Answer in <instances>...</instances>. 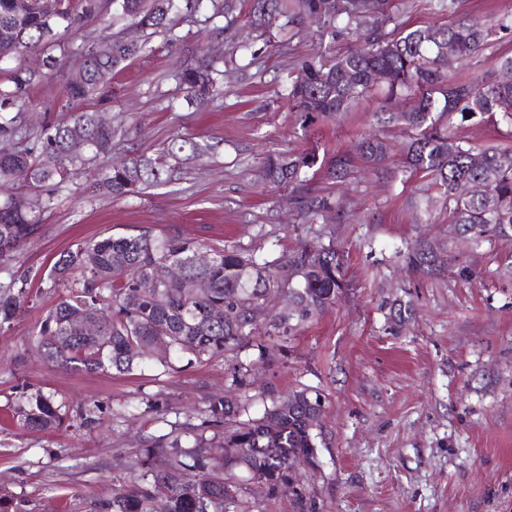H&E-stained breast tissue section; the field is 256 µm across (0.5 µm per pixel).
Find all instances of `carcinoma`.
<instances>
[{"label": "carcinoma", "instance_id": "cac0c4a2", "mask_svg": "<svg viewBox=\"0 0 512 512\" xmlns=\"http://www.w3.org/2000/svg\"><path fill=\"white\" fill-rule=\"evenodd\" d=\"M249 23L267 30L279 18L294 29L310 19L331 37L355 35L363 44L327 56L321 52L299 59L285 99L303 129L352 111L376 87L386 100L402 107L376 113L379 125H393L406 134L403 161L391 166L392 146L384 131L364 134L353 153H319V146L295 155H271L260 170L263 181L293 194L303 221L336 211V223L345 214L336 200L308 186L307 172L320 166L328 180H341L357 169L380 178L399 174L427 179L428 196L413 203L416 221L428 222L430 208L439 201L448 210V223L475 247L512 232V162L508 151L489 146L478 149L458 137V125L477 116H495L512 124V56L501 57L496 70L477 81L462 67L486 49L492 30L512 29V14L495 24L479 19L451 21L441 26L410 29L398 0H250ZM38 0H0V46L12 44L14 54L60 45L62 31L103 14L104 0H57V9L43 11ZM121 16L130 20L124 36L94 47L83 56L80 83L64 79L69 104L92 99L104 78L138 57L155 34L169 35L177 20L192 23L203 11L208 19L236 23L235 0H112ZM67 53L43 55L40 71L16 66L0 79V179L22 178L32 188L66 180L77 167L112 157L125 141L121 125L103 123L98 113L79 111L68 122L44 127L39 146L19 147L23 135L22 108L32 88L66 66ZM210 60L180 72L186 101L201 106L224 94V71ZM382 76L378 84L374 74ZM88 143L91 155L73 153L71 142ZM209 147L177 136L152 154L129 149L101 172L91 176L85 190L91 196L138 194L142 190L181 179L187 165L208 154ZM485 187L482 193L465 191L468 183ZM26 197L0 202V265L9 264L18 249L37 237L41 214L51 199ZM328 242L303 245L273 261H262L238 249L208 244L182 233L138 234L93 238L61 252L51 273L63 295L38 326L32 349L52 363L70 365L88 373L115 371L129 374L146 361L169 365L177 355L198 362L234 353L255 335L252 309L267 296L281 299L282 307L267 323L271 341L296 332L306 321L336 302L346 287L344 255L336 248V229L323 232ZM199 252L209 254L198 264ZM409 270L428 277L443 274L444 263L425 241H416L403 254ZM181 276H168L172 266ZM29 271H12L0 288V330L11 325L31 300ZM320 395L299 390L272 401L263 415L239 421L245 406L222 395L210 398L201 410L200 427H224L219 460L196 449L156 451L161 463L151 470V481L98 504L97 512H155L162 498L164 512H226L237 503V486L229 470L247 469L269 494H297L294 468L301 461L318 467L316 430ZM17 421L36 430L57 427L61 419L53 401L40 392L27 397L16 411Z\"/></svg>", "mask_w": 512, "mask_h": 512}]
</instances>
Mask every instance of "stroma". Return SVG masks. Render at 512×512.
Wrapping results in <instances>:
<instances>
[{
	"instance_id": "1",
	"label": "stroma",
	"mask_w": 512,
	"mask_h": 512,
	"mask_svg": "<svg viewBox=\"0 0 512 512\" xmlns=\"http://www.w3.org/2000/svg\"><path fill=\"white\" fill-rule=\"evenodd\" d=\"M508 13L512 0H455L449 13L405 0L414 27L469 17L492 22ZM126 26L107 13L68 29L69 70L78 69L90 40L121 37ZM350 44L314 23L288 41L276 27L209 32L204 22H186L172 37H150L140 56L104 80L89 106L129 128L128 146L150 153L179 135L211 151L179 183L139 194L89 196L79 168L55 186L40 235L14 260L29 270L33 297L0 330V493L30 512H96V503L142 472L145 446L175 439L194 446L189 427L199 424L206 397L223 393L240 373L248 417H261L273 399L295 390L320 394L323 403L319 467L303 474L296 495H268L247 470L234 469L251 512H512V236L473 248L438 206L432 223H414L408 203L423 178L382 182L358 172L336 185L312 176L311 187L348 215L336 227L347 286L284 348L271 350L269 362L252 344L210 361L87 373L48 364L29 347L60 295L48 278L55 256L90 238L177 230L268 260L315 242L319 224L297 223L288 192L258 174L269 155L313 141L344 151L368 130L384 104L380 95L308 131L284 99L297 59ZM207 55L228 60L224 96L199 108L187 104L176 74ZM67 116L60 80L47 78L25 109L28 140ZM420 238L443 255L444 277L404 269L402 251ZM463 268L468 277L460 276ZM38 390L60 409L55 430H31L12 418Z\"/></svg>"
}]
</instances>
